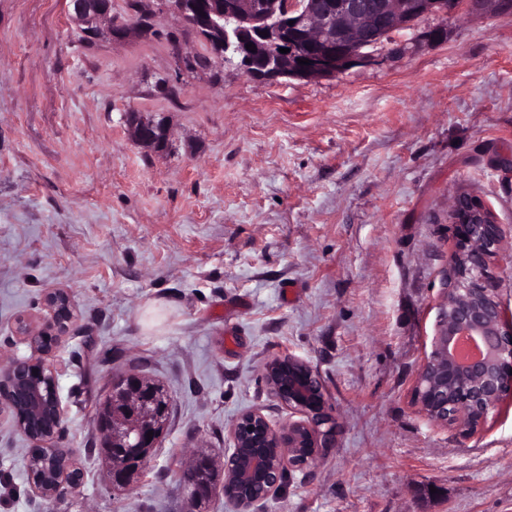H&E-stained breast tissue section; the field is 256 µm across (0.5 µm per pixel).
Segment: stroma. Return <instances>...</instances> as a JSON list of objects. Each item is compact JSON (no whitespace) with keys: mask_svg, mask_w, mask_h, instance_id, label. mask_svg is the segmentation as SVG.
<instances>
[{"mask_svg":"<svg viewBox=\"0 0 512 512\" xmlns=\"http://www.w3.org/2000/svg\"><path fill=\"white\" fill-rule=\"evenodd\" d=\"M151 34L78 40L67 0H0V367L28 355L18 315L63 288L77 321L47 362L83 473L31 492V441L0 414V512H186L195 449L223 460L247 409L288 412L262 380L295 354L319 373L336 445L254 512H512V396L462 439L412 401L432 350L463 191L512 247V15L426 16L408 52L312 81L234 62L174 13ZM446 27L442 42L427 31ZM164 114L171 149L125 112ZM174 403L146 477L115 490L91 453L114 376ZM129 113L125 115V124L130 139L136 146L154 151L158 137L169 141L170 129L164 116L139 113L133 118ZM60 468L54 476V482L34 480L31 476L30 484L32 489L42 498L52 501L63 494L76 490L79 486V478L74 474L78 469L73 459L65 455L61 459Z\"/></svg>","mask_w":512,"mask_h":512,"instance_id":"stroma-1","label":"stroma"}]
</instances>
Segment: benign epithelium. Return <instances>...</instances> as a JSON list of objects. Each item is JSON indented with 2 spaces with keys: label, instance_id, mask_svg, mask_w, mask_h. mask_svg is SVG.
I'll list each match as a JSON object with an SVG mask.
<instances>
[{
  "label": "benign epithelium",
  "instance_id": "7a95c632",
  "mask_svg": "<svg viewBox=\"0 0 512 512\" xmlns=\"http://www.w3.org/2000/svg\"><path fill=\"white\" fill-rule=\"evenodd\" d=\"M197 31L219 32L214 54L237 59L247 74L267 80H314L340 75L348 66L372 61L376 30L389 26L393 34L408 25L407 12L434 10L435 0H160ZM69 15L79 32L94 41L116 38L120 29L112 21V0H69ZM452 13L494 16L512 13V0H456ZM292 25L285 26V23ZM268 36H262V32ZM341 32L342 51L332 48L308 56L309 65L298 64L296 46L318 47ZM253 43L255 51L246 49ZM275 43L290 52L269 53ZM131 141L153 151L158 138L169 140L170 129L160 114L125 115ZM454 246L448 257V293L440 312L432 351L418 374L413 402L437 424L452 426L464 439L474 436L504 397L512 394V315L497 305L496 280L491 267L499 262L512 267V250L503 247L500 225L489 210L460 192L448 211ZM49 317L40 321L29 315L16 320V334L29 344L32 355L18 357L0 371V413H8L19 430L49 448L63 433L64 410L57 374L50 372L54 395L44 402L33 384V370L45 367L41 356L54 348L55 336H65L76 318L71 296L64 290L44 297ZM460 336L475 338L482 355L463 361L457 354ZM263 379L270 394L288 410V419L274 424L261 411L247 410L233 421L229 435L233 447L224 452L225 501L235 512H252L261 499L275 494L290 470H305L336 444V421L325 387L311 365L291 353L266 362ZM144 385L138 375L114 382L103 398L111 415L98 421L100 431L127 426V448L138 446L131 438L138 430L132 419L114 412L118 407L155 414L167 420V394L155 387L141 399ZM40 419L38 432L24 429L26 415ZM69 456L60 461L54 481L30 480L32 489L52 501L76 490L79 478Z\"/></svg>",
  "mask_w": 512,
  "mask_h": 512
}]
</instances>
